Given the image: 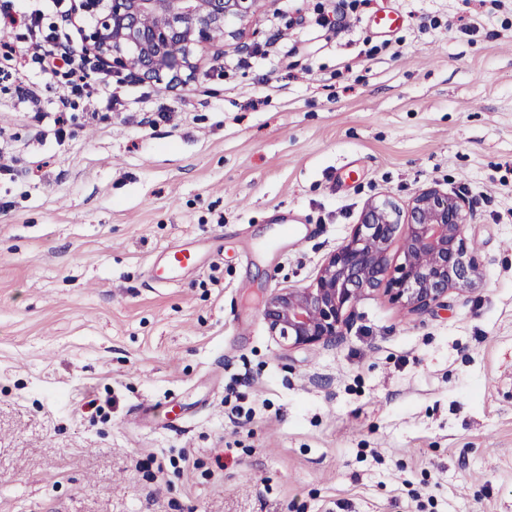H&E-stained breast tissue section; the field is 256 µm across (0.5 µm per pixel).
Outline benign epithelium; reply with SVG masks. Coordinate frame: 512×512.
Listing matches in <instances>:
<instances>
[{
    "label": "benign epithelium",
    "mask_w": 512,
    "mask_h": 512,
    "mask_svg": "<svg viewBox=\"0 0 512 512\" xmlns=\"http://www.w3.org/2000/svg\"><path fill=\"white\" fill-rule=\"evenodd\" d=\"M259 0H75L88 19L84 46L138 81L175 82L193 69V48L211 45ZM464 201L434 186L400 206L385 197L368 203L349 237L326 259L307 288H279L264 300L270 333L290 347L330 343L342 335L354 304L383 292L411 313L444 305L479 278L477 250L464 234ZM399 242L401 262L390 259Z\"/></svg>",
    "instance_id": "1"
}]
</instances>
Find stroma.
I'll list each match as a JSON object with an SVG mask.
<instances>
[{
  "label": "stroma",
  "mask_w": 512,
  "mask_h": 512,
  "mask_svg": "<svg viewBox=\"0 0 512 512\" xmlns=\"http://www.w3.org/2000/svg\"><path fill=\"white\" fill-rule=\"evenodd\" d=\"M242 29L264 62L229 38L122 76L61 143L22 92L53 111L64 79L0 59V512H512V0H259ZM428 186L466 201L472 290L271 336L263 295ZM182 241L217 254L154 282Z\"/></svg>",
  "instance_id": "1"
}]
</instances>
